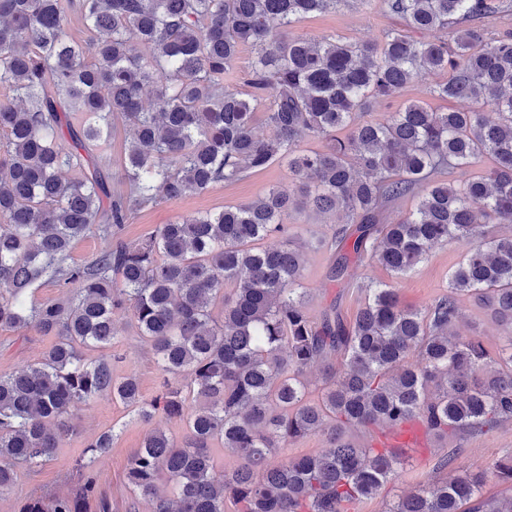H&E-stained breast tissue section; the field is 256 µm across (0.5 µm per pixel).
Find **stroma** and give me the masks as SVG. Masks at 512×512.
<instances>
[{"mask_svg": "<svg viewBox=\"0 0 512 512\" xmlns=\"http://www.w3.org/2000/svg\"><path fill=\"white\" fill-rule=\"evenodd\" d=\"M403 27V21L385 8L349 0L348 4L337 9L301 19L290 33L311 40L333 35L347 42L361 43L380 41L387 31ZM447 78L444 72L422 73L400 92L380 100L370 112V119L387 118L410 101L423 102L436 112L455 109V101L430 93L433 86ZM271 186L284 190L291 188L292 179L286 164L277 162L263 172L240 181L222 182L201 194H190L173 203L143 208L126 224L124 238L130 243L139 242L160 225L170 223L178 216L213 213L227 205L246 204ZM285 222L293 228L299 241L306 245L301 284L307 291L309 313L317 314L322 307L334 301L338 303L345 321H353L365 302V292L355 286L341 288L330 282L326 273L331 256L328 251L314 246L316 239L328 234L330 217L307 208L286 217ZM462 254V246L451 241L432 248L417 269L403 279L392 280L388 270L371 261L364 262L362 277L364 281L376 284H394L403 307L421 309L447 292L448 277ZM460 309L461 316L456 326L460 336L477 337L489 351L498 352L506 341L504 328L470 300H461ZM52 342V337L32 327L0 328V374H10L37 362ZM111 350L122 356L121 362L112 366L114 376L136 377L144 398L158 394L160 373L154 352L138 336L129 315L118 317L117 335ZM73 413L76 425L74 433L51 461L23 471L15 492L0 497V512H17L20 497L34 491L49 495L67 492L80 478L77 460L85 457L88 444L97 434L109 429L114 432L112 448L92 464L100 496L110 503L111 512H151V502L133 498L126 481L127 464L149 433L159 429L180 440L185 436L183 424L161 416L151 422H143L132 408L113 399L108 393L90 403L76 405ZM446 454L454 455L453 468L438 467V459ZM507 454L512 455V423L483 434L460 431L439 444L422 443L407 449L400 468L381 496L357 502L351 512H385L388 505L399 497L450 477L456 468L484 474L485 495L501 499L512 497V487L499 483L489 475L492 464Z\"/></svg>", "mask_w": 512, "mask_h": 512, "instance_id": "1", "label": "stroma"}]
</instances>
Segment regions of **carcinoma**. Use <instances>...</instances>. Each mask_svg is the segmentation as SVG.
<instances>
[{
	"mask_svg": "<svg viewBox=\"0 0 512 512\" xmlns=\"http://www.w3.org/2000/svg\"><path fill=\"white\" fill-rule=\"evenodd\" d=\"M377 1L434 39L399 30L367 43L283 34L348 0H0V87L11 93L0 100V327L56 337L40 361L0 375V497L74 432L71 407L105 392L144 422L161 415L185 426L182 441L149 433L129 461L128 487L153 501V512H226L228 502L235 512H349L400 464L350 431L414 423L446 436L512 422V235L493 233L512 224V34L472 27L444 36L505 5L359 0ZM72 13L101 37L77 39ZM137 44L147 52L135 54ZM245 44L255 55L243 92L224 76ZM423 70L448 72L431 94L473 107L434 112L411 102L382 122H355ZM259 109L268 138L254 131ZM72 112L83 115L77 129ZM116 115L133 133L125 190L112 193L101 150ZM312 136L329 143L304 149ZM486 156L487 173L453 178ZM280 160L295 190L272 186L245 205L162 224L138 243L122 239L140 209ZM64 168L82 177L64 180ZM409 196L415 208L392 215ZM307 206L346 218L317 241L333 252L334 283H354L366 259L404 278L448 240L466 254L448 293L423 309L402 307L396 289L380 284L364 288L353 322L334 302L314 319L301 288L303 246L283 223ZM95 225L107 245L72 261L74 241ZM270 237L280 244L263 246ZM45 282L73 295L29 300ZM462 296L508 329L497 355L453 336ZM127 311L161 374L163 391L151 399L135 377L112 375V357L85 355L112 345L115 317ZM491 363L500 369L485 380ZM314 364L323 383L316 401L303 379ZM320 434L329 450L273 461L288 443ZM112 438L102 432L88 445L91 458L77 461L82 477L67 493H31L19 512H109L90 468ZM163 474L171 499L157 495ZM492 475L512 486V456L496 460ZM483 480L457 470L386 512H512V498L483 497Z\"/></svg>",
	"mask_w": 512,
	"mask_h": 512,
	"instance_id": "carcinoma-1",
	"label": "carcinoma"
}]
</instances>
